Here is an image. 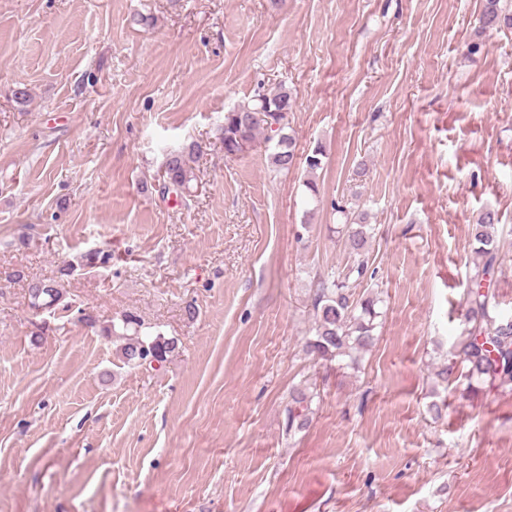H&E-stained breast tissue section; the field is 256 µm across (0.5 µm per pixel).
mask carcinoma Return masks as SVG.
<instances>
[{
	"label": "carcinoma",
	"mask_w": 512,
	"mask_h": 512,
	"mask_svg": "<svg viewBox=\"0 0 512 512\" xmlns=\"http://www.w3.org/2000/svg\"><path fill=\"white\" fill-rule=\"evenodd\" d=\"M499 0H486L481 21L486 28H496L504 22L512 25V17L502 16ZM295 96L292 89L280 86L275 91H260L250 101L224 113L220 126V139L224 155L235 157L243 145L252 146L263 130L271 132L266 142H274L269 160L276 170L289 171L296 164L295 140L286 132L288 113L293 111ZM199 147L194 145L188 151L174 152L166 160L163 172L164 188H185L194 178L193 164ZM497 213L484 211L478 222L471 227L475 253L481 258L482 268L476 274L475 285L468 292L464 313V329L454 346L453 358L443 364L437 377L450 383L456 381L458 364L466 365L464 378L478 381L490 380L501 386L512 388V317L498 320L490 315L495 307V295L482 285V278L489 275L497 261L498 242L496 226ZM367 246V232L364 225H347L344 241L345 251L358 258L357 264L341 272L335 278H318L314 299V338L307 342L308 351L316 358L333 361L348 357L356 361L355 354L372 348L377 340L374 333L377 317L375 306L378 298L368 294L354 297L349 280L352 274L364 278L367 260L363 259ZM70 267L59 270L60 277L40 280L29 285L30 307L37 311L54 310L62 301V278L69 275ZM133 315L123 318V329L133 330L131 337L119 349L123 362L140 366L143 354L153 357L162 364L177 349V341L158 332L142 336ZM305 415L297 408L287 410L285 432L290 434L304 428Z\"/></svg>",
	"instance_id": "obj_1"
}]
</instances>
